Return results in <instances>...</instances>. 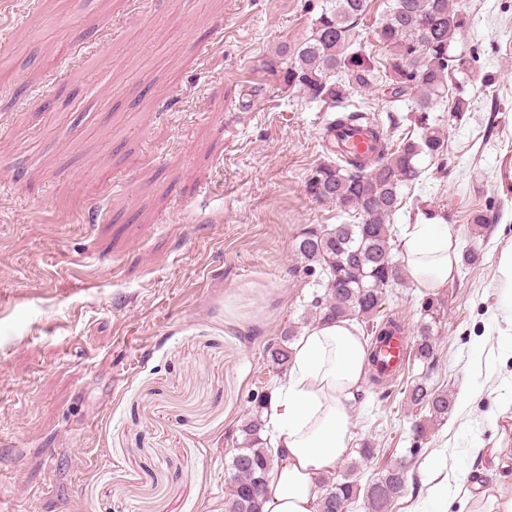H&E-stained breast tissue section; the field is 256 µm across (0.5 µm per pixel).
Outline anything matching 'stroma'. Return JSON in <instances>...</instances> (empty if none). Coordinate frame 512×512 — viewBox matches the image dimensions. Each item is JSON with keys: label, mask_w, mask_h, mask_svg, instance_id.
Here are the masks:
<instances>
[{"label": "stroma", "mask_w": 512, "mask_h": 512, "mask_svg": "<svg viewBox=\"0 0 512 512\" xmlns=\"http://www.w3.org/2000/svg\"><path fill=\"white\" fill-rule=\"evenodd\" d=\"M470 18L469 110L419 117L388 90L375 36L388 0H369L355 46L374 62L348 110L399 143L423 126L445 139L403 188L392 232L443 216L477 250L437 297L431 369L407 360L351 404L360 477L411 456L391 512H462L437 473L512 488V392L497 264L512 244V0H451ZM326 0H0V512H224L230 439L252 393L280 372L264 350L310 318L314 280L295 239L339 224L308 197L328 161L335 111L277 82L269 64L310 36ZM106 58L102 79L84 60ZM487 218L483 228L472 212ZM422 293L389 288L370 330L416 337ZM453 401L422 439L418 377ZM482 455H471L474 447Z\"/></svg>", "instance_id": "obj_1"}]
</instances>
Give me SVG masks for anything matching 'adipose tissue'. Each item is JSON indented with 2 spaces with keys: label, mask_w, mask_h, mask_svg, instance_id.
Wrapping results in <instances>:
<instances>
[{
  "label": "adipose tissue",
  "mask_w": 512,
  "mask_h": 512,
  "mask_svg": "<svg viewBox=\"0 0 512 512\" xmlns=\"http://www.w3.org/2000/svg\"><path fill=\"white\" fill-rule=\"evenodd\" d=\"M399 258L422 292L447 286L457 270L459 241L433 218L403 225ZM369 348L348 318H322L291 346V363L263 410L275 456L265 475L262 512H318L325 479L348 453V406L367 375Z\"/></svg>",
  "instance_id": "ef3b65f1"
}]
</instances>
